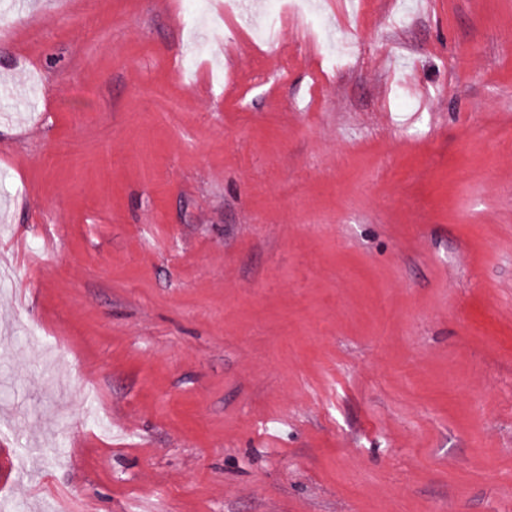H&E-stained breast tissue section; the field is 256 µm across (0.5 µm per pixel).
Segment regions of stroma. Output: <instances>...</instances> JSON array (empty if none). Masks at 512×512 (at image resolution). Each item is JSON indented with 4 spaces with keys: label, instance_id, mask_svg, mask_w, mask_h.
Masks as SVG:
<instances>
[{
    "label": "stroma",
    "instance_id": "1",
    "mask_svg": "<svg viewBox=\"0 0 512 512\" xmlns=\"http://www.w3.org/2000/svg\"><path fill=\"white\" fill-rule=\"evenodd\" d=\"M0 0V512H512V0ZM271 13L275 16V18L269 23V33H278L280 31V26L278 25V19L285 13L288 9H292L296 13L300 14H310L311 10L309 8V2L307 0H276L272 1L269 5Z\"/></svg>",
    "mask_w": 512,
    "mask_h": 512
}]
</instances>
